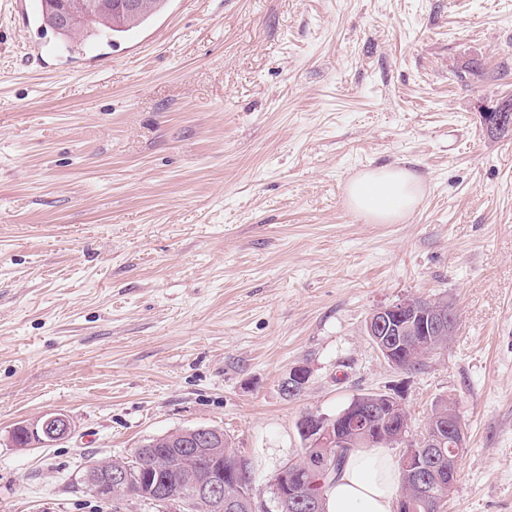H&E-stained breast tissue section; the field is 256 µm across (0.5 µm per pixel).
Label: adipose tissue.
<instances>
[{
  "mask_svg": "<svg viewBox=\"0 0 512 512\" xmlns=\"http://www.w3.org/2000/svg\"><path fill=\"white\" fill-rule=\"evenodd\" d=\"M424 185L413 171L397 166L374 167L350 180V208L375 224H397L423 200ZM400 464L383 447L359 449L324 493L326 512H394Z\"/></svg>",
  "mask_w": 512,
  "mask_h": 512,
  "instance_id": "adipose-tissue-1",
  "label": "adipose tissue"
}]
</instances>
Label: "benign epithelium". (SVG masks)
Instances as JSON below:
<instances>
[{"mask_svg":"<svg viewBox=\"0 0 512 512\" xmlns=\"http://www.w3.org/2000/svg\"><path fill=\"white\" fill-rule=\"evenodd\" d=\"M144 6L143 0H118L114 7L116 21L122 22L136 14ZM487 127L495 132L512 131V114L509 112L483 113ZM453 305L448 300L434 299L429 310H424L420 298H405L399 302L375 310L366 322V333L371 336L373 344L385 362L404 371L407 363L394 356L395 349L409 341V337L426 334L438 336L448 332L453 336L456 319ZM308 380L307 372L302 368L294 369L284 387L288 392L303 391ZM391 407L390 414L396 417L394 421H379L378 411L382 404ZM455 405L448 404V415L438 420L437 429L440 433L448 434V440L456 450L465 447L466 436L463 427L457 419ZM374 423V438L366 442V447L388 446L405 441L414 442L410 436V423L403 403L392 395L380 394L379 400L369 402L363 396L354 397L350 405L333 417L314 412L302 416L299 430L305 440V445L313 449L306 457V468L324 472L331 469L336 461L337 449L347 446L344 438L336 437V428L341 423ZM33 445H45L64 439L72 431L70 419L63 413H47L33 424H23ZM194 436L192 442L179 441L172 437L153 442V447L164 451L178 448V452L186 457L204 456L209 460V473L200 480L189 481L196 497L209 502L212 512H224V456L218 448L224 444L221 432L213 428H198L189 431ZM401 467L405 471L415 472L424 476L417 490L432 493L433 483L425 476L428 470L427 462L415 448L407 449L401 459ZM298 469L288 466L282 470L281 478L274 489L278 509L289 505L293 508H311L313 504L307 497L306 487L297 482ZM130 479L125 469H113L108 460L97 462L92 471L86 473L84 480L92 492L104 499L118 496L122 486ZM149 501L164 506V512H188L191 502L177 498L169 493L167 488L159 483L149 487Z\"/></svg>","mask_w":512,"mask_h":512,"instance_id":"7a95c632","label":"benign epithelium"}]
</instances>
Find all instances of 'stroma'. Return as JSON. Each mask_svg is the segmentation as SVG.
<instances>
[{
  "instance_id": "1",
  "label": "stroma",
  "mask_w": 512,
  "mask_h": 512,
  "mask_svg": "<svg viewBox=\"0 0 512 512\" xmlns=\"http://www.w3.org/2000/svg\"><path fill=\"white\" fill-rule=\"evenodd\" d=\"M512 0H171L68 53L0 0V512H112L88 462L223 430L257 512L302 415L450 399L466 446L447 512H512ZM397 164L400 224L346 202ZM445 298V350L389 367L364 326ZM309 374L294 398L292 369ZM49 412L74 430L14 447ZM506 100L508 102V107L510 109L509 112L502 111L499 107V104L494 108H491V110H488L487 112H482L484 121L491 131L502 133L503 131L505 132L506 130H508V132L512 131V99L509 98ZM491 114L494 116L493 119H491L490 117ZM424 185L413 171L397 166L366 169L350 180V208L375 224L402 223L423 200Z\"/></svg>"
}]
</instances>
